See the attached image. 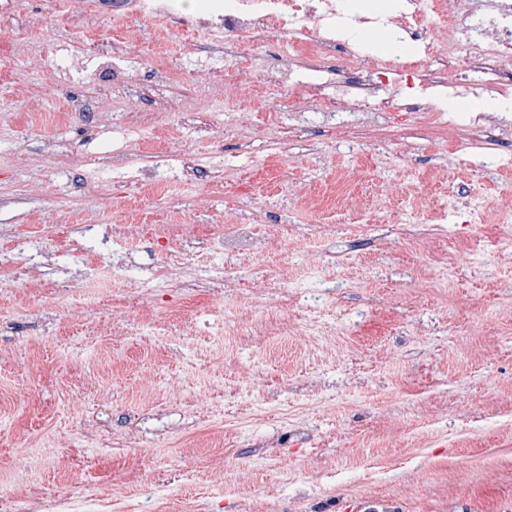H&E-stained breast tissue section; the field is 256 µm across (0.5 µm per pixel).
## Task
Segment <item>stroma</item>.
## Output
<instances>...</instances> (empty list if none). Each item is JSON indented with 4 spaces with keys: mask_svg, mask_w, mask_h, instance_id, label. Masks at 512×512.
Instances as JSON below:
<instances>
[{
    "mask_svg": "<svg viewBox=\"0 0 512 512\" xmlns=\"http://www.w3.org/2000/svg\"><path fill=\"white\" fill-rule=\"evenodd\" d=\"M112 2L85 0L73 15L62 0H0V225L108 224L138 196L144 223L206 235L236 209L277 225L278 247L198 256L232 266L240 284L220 302L170 289L155 313L172 335L190 336L176 355L134 323L150 295L140 273L116 290L124 309L62 310L50 327L43 307L23 301V280L0 288V320L12 324L0 347L14 351L0 360V483L21 462L32 493L67 494V473L43 453L53 445L87 470L81 512L113 495L126 512H162L171 498L197 512H512V265L494 258L512 237L500 212L512 195V137L455 150L466 111L446 110L448 87L419 80L394 84L393 109L375 115L333 90L338 110L326 113L299 86L263 85L238 100V68L263 76L287 55L285 41L258 52L196 27L201 0H187L181 23ZM106 40L134 54L101 79ZM200 69L215 75L209 88L194 80ZM420 100L441 106L438 124L406 111ZM106 112L126 113L125 133L102 122ZM159 112L233 123L207 138L156 122ZM52 140L71 143L65 161L48 154ZM182 152L203 164L193 184L156 193L138 183L142 154L168 170ZM31 183L53 191L31 193ZM104 189L106 214L96 210ZM297 194L307 206L286 214ZM456 197L481 207L478 223H454ZM283 276V293L258 290ZM241 301L266 315L264 331L234 334ZM113 318L128 321L126 335H98ZM302 330L334 341L302 345ZM219 353L220 372L209 367ZM100 369L113 431L145 409L192 422L195 435L139 451L87 438L94 399L84 380ZM255 370L263 385L250 380ZM162 459L182 477L144 485L140 470ZM217 467L228 492L210 487Z\"/></svg>",
    "mask_w": 512,
    "mask_h": 512,
    "instance_id": "1",
    "label": "stroma"
}]
</instances>
